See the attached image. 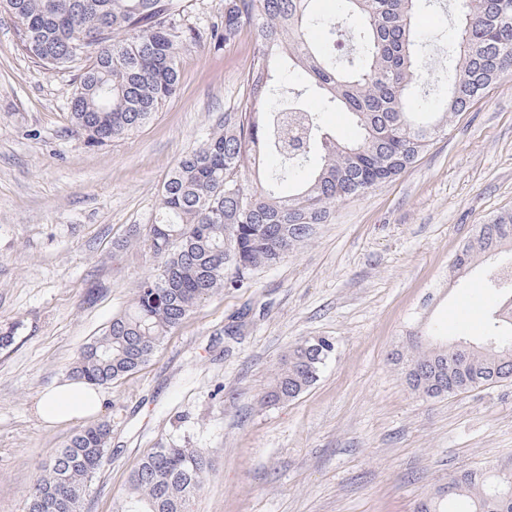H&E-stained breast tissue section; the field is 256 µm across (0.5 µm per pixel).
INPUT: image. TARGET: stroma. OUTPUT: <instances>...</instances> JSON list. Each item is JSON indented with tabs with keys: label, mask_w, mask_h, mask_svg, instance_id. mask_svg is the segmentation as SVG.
Here are the masks:
<instances>
[{
	"label": "stroma",
	"mask_w": 512,
	"mask_h": 512,
	"mask_svg": "<svg viewBox=\"0 0 512 512\" xmlns=\"http://www.w3.org/2000/svg\"><path fill=\"white\" fill-rule=\"evenodd\" d=\"M454 0H420L418 52L428 80L418 108L444 109ZM253 29L182 55L176 97L135 133L97 145L70 119L79 69L50 72L23 50L0 13V512H25L28 492L77 430L34 412L68 380L80 349L130 303L155 262L121 261L115 241L148 224L158 192L243 93ZM301 71L277 72L264 105L304 92L326 132L351 136L348 114L325 111ZM512 211V74L448 120V134L395 180L340 203L332 223L252 285L199 303L149 363L102 389L109 451L85 512H115L138 461L159 444L211 459L191 512H415L449 474L512 462V382L423 399L393 359L417 323L441 335H486L499 293L485 263L450 264L479 225ZM325 336L336 351L293 401L261 398L297 341Z\"/></svg>",
	"instance_id": "1"
}]
</instances>
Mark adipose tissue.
Here are the masks:
<instances>
[{
    "instance_id": "adipose-tissue-1",
    "label": "adipose tissue",
    "mask_w": 512,
    "mask_h": 512,
    "mask_svg": "<svg viewBox=\"0 0 512 512\" xmlns=\"http://www.w3.org/2000/svg\"><path fill=\"white\" fill-rule=\"evenodd\" d=\"M102 403L103 394L98 386L71 380L42 394L36 409L46 425L54 426L98 413Z\"/></svg>"
}]
</instances>
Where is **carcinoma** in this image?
<instances>
[{"label": "carcinoma", "instance_id": "obj_1", "mask_svg": "<svg viewBox=\"0 0 512 512\" xmlns=\"http://www.w3.org/2000/svg\"><path fill=\"white\" fill-rule=\"evenodd\" d=\"M318 0H224V22L208 32L182 23L179 0H0L19 25L21 45L47 70L81 64L69 108L81 131L96 123L104 144L144 126L180 88L185 49L227 44L250 26L259 44L244 79L246 93L224 112L205 141L186 153L164 181L150 224H135L113 247L117 257L140 244L157 264L128 307L78 354L71 377L105 386L146 364L193 308L223 289L251 287L252 274L279 263L332 221L336 204L390 182L448 135V116L467 111L498 79L512 73V0H458L445 111L429 118L411 107L424 82L414 18L418 0H340L339 16ZM357 49L336 57V27ZM325 32L323 40L315 31ZM305 72L327 110L347 112L357 136L323 132L316 112L260 109L273 90L272 58ZM266 156L279 167L266 183L248 173ZM313 174L282 196L309 161ZM493 252L486 285L504 294L490 332L450 340L419 330L396 351L408 388L436 399L512 380V212L482 224L452 263L467 271ZM336 351L325 337L296 342L263 400L292 401L314 385ZM106 422L77 430L33 485L26 512H83L86 492L107 451ZM210 466L199 448L162 444L143 456L128 479L118 512H188ZM453 492L422 502L418 512H512V469L474 468L448 476Z\"/></svg>", "mask_w": 512, "mask_h": 512}]
</instances>
